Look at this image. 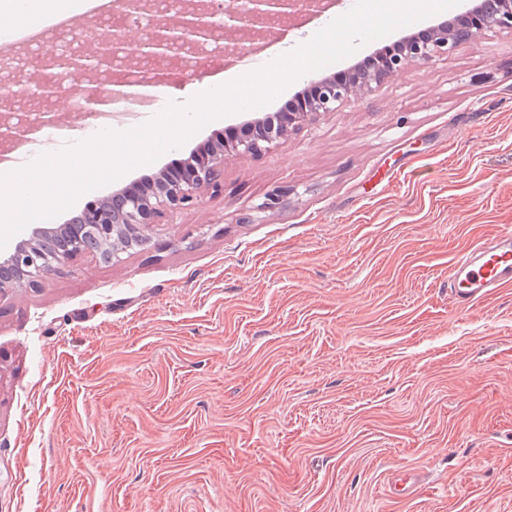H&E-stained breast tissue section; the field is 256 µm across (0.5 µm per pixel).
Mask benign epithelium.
Instances as JSON below:
<instances>
[{
  "label": "benign epithelium",
  "mask_w": 512,
  "mask_h": 512,
  "mask_svg": "<svg viewBox=\"0 0 512 512\" xmlns=\"http://www.w3.org/2000/svg\"><path fill=\"white\" fill-rule=\"evenodd\" d=\"M336 4V0H224L221 27L226 32L250 34L248 44L225 54V64L232 65L264 48V27L271 21L293 23ZM145 0H113V15L124 17L144 8ZM213 11L203 2L186 0L176 20L159 22L140 40L129 37L120 25H113L107 42L91 41L85 49L56 58L46 49L45 56L56 61L54 70L42 74L40 90L50 94L62 76L78 79L89 73L108 75L115 62L135 53L144 58L160 59L177 45L195 46L214 36ZM512 34V0H493L488 9L480 3L461 14L457 24H441L430 29L425 39L408 37L401 52L383 57L365 76L350 83L334 78L312 79L318 87L316 99L286 119L274 123L269 113L244 121V134L237 140L211 141L193 151L189 158L164 167L145 182H135L112 193L110 207H90L76 220L55 228H37L30 240L20 243L6 257H0V295L7 290L38 288L73 257L88 252L86 239L93 236L110 250L108 262L120 260V254L149 241V230L168 211L196 205L203 189L217 186L224 164L242 155H256L288 139L290 135L322 116L336 112L349 100H365L379 85L395 78L408 66H425L449 59L458 46L487 33ZM115 100V91L99 93L86 89L85 116L96 113L93 106Z\"/></svg>",
  "instance_id": "benign-epithelium-1"
}]
</instances>
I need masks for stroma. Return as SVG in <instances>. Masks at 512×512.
<instances>
[{
	"instance_id": "obj_1",
	"label": "stroma",
	"mask_w": 512,
	"mask_h": 512,
	"mask_svg": "<svg viewBox=\"0 0 512 512\" xmlns=\"http://www.w3.org/2000/svg\"><path fill=\"white\" fill-rule=\"evenodd\" d=\"M353 5L276 31L248 64L179 76L172 100L264 67ZM308 81L214 120L120 185ZM69 86L49 102L55 122L91 137L97 120ZM275 190L279 209L258 212ZM508 231L503 32L227 162L218 187L120 263L81 254L1 295L0 512H512V284L469 309L448 298L455 260Z\"/></svg>"
}]
</instances>
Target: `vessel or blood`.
Wrapping results in <instances>:
<instances>
[{"label": "vessel or blood", "instance_id": "b4317fda", "mask_svg": "<svg viewBox=\"0 0 512 512\" xmlns=\"http://www.w3.org/2000/svg\"><path fill=\"white\" fill-rule=\"evenodd\" d=\"M512 282V234L461 255L448 277V292L460 305H469Z\"/></svg>", "mask_w": 512, "mask_h": 512}]
</instances>
